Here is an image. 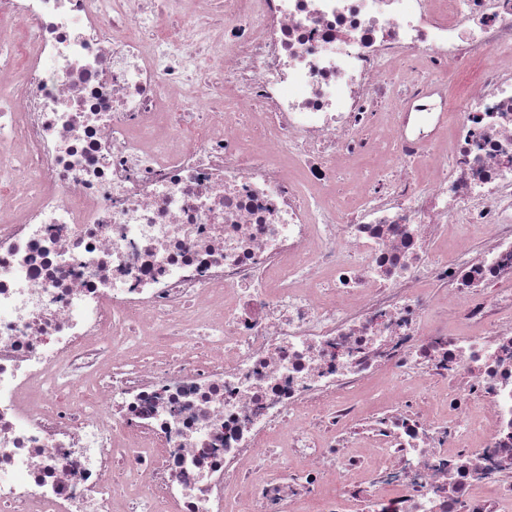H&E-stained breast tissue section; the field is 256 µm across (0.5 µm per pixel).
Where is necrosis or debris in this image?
I'll use <instances>...</instances> for the list:
<instances>
[{
	"mask_svg": "<svg viewBox=\"0 0 512 512\" xmlns=\"http://www.w3.org/2000/svg\"><path fill=\"white\" fill-rule=\"evenodd\" d=\"M311 503L512 512V0H0V512Z\"/></svg>",
	"mask_w": 512,
	"mask_h": 512,
	"instance_id": "necrosis-or-debris-1",
	"label": "necrosis or debris"
}]
</instances>
